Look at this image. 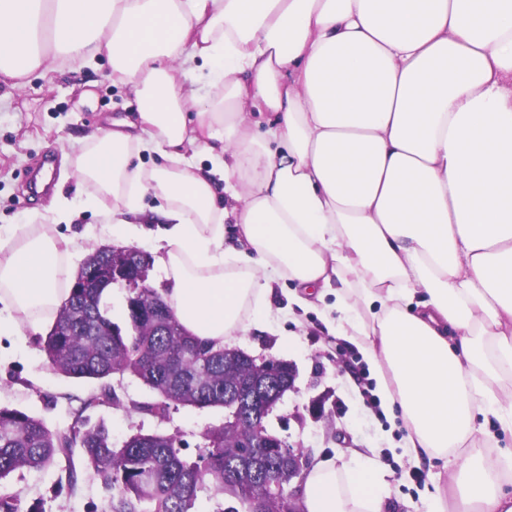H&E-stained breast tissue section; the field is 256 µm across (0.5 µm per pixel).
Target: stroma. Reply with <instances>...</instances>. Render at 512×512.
Segmentation results:
<instances>
[{"label": "stroma", "mask_w": 512, "mask_h": 512, "mask_svg": "<svg viewBox=\"0 0 512 512\" xmlns=\"http://www.w3.org/2000/svg\"><path fill=\"white\" fill-rule=\"evenodd\" d=\"M94 94L81 103L82 92ZM135 107L133 93L113 84L106 61L46 78L33 76L24 91L0 104V228L26 223L30 210L48 205L49 195L29 192L26 179L46 155L61 159L77 149L83 135L109 127L111 119ZM59 234L77 244L75 264L103 244L94 209L78 206ZM289 281L272 283L265 324L232 339V347L264 359L295 366V388L286 392L268 415L269 433L286 444L336 465L373 466L390 489L388 512H416L422 493L431 487L441 464L412 459L404 448L406 423L399 411L380 410L368 389L374 377L361 351L335 332L324 305L304 306L293 298ZM41 334L0 335V407L39 417L50 428L74 421L105 425L114 447L139 431L178 434L180 454L196 460L204 450V432L225 421L220 407L181 406L159 419L133 411L132 403L154 400V393L131 377H112L122 403L82 406L98 392L96 380H76L56 372L41 348ZM81 448L43 470L23 469L0 482V498L13 499L20 512L39 503L40 512H103L113 491L90 471L69 485L68 468L81 465Z\"/></svg>", "instance_id": "stroma-1"}]
</instances>
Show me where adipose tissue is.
<instances>
[{
    "label": "adipose tissue",
    "instance_id": "obj_1",
    "mask_svg": "<svg viewBox=\"0 0 512 512\" xmlns=\"http://www.w3.org/2000/svg\"><path fill=\"white\" fill-rule=\"evenodd\" d=\"M102 59L136 110L64 163L109 235L140 236L160 199L161 296L185 332L222 348L282 278L301 303L335 295L407 453L454 469L421 512H512L495 444L512 436V0H0L8 91ZM194 61L207 92L184 85ZM72 214L55 189L0 239V334L54 324L74 243L50 227ZM302 505L384 512L385 486L328 460Z\"/></svg>",
    "mask_w": 512,
    "mask_h": 512
}]
</instances>
